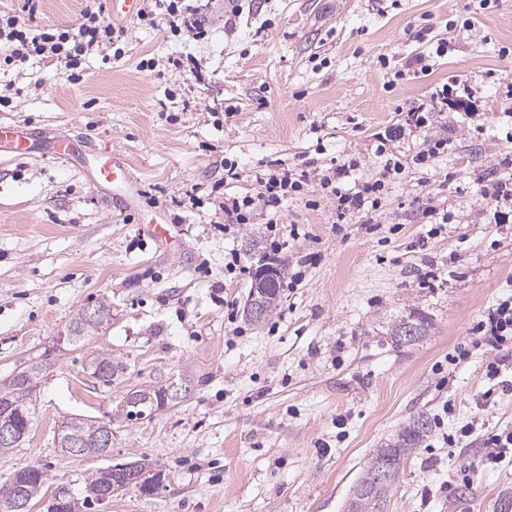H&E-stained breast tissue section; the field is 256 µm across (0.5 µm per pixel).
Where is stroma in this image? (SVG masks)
Listing matches in <instances>:
<instances>
[{"label": "stroma", "mask_w": 512, "mask_h": 512, "mask_svg": "<svg viewBox=\"0 0 512 512\" xmlns=\"http://www.w3.org/2000/svg\"><path fill=\"white\" fill-rule=\"evenodd\" d=\"M198 4L206 39L134 18L122 58L92 54L82 80L35 60L0 74L10 99L0 121L111 145L141 184L137 208L117 210L49 145L0 160V383L35 358L48 362L28 436L0 454V485L38 466L80 500L90 474L145 458L162 469L163 489L119 493L91 512H345L374 450L423 412L444 426L431 428L387 512H500L512 461L489 468L469 495L447 491L481 447L451 448L442 434L476 412L479 433L512 430V394L476 409L491 383L471 333L512 295V223L495 225L491 197L512 177V0H246L238 16L224 0ZM171 56L192 57L195 72L169 66ZM418 56L428 73L394 80V67ZM150 58L155 70H141ZM446 82L468 90L477 116L434 113L395 144L408 155L436 135L451 141L447 155L391 182L379 214L335 226L312 183L283 206L282 232L299 237L279 254L264 214L223 231L212 187L225 163L241 174L236 195L256 193L262 171L351 157L360 178L376 177L375 134ZM192 189L202 207H178ZM429 198L449 222L428 240ZM155 211L171 222L169 245L141 230ZM233 250L242 268L230 274ZM271 258L302 279L255 323L248 291ZM429 270L431 286L420 279ZM101 298L109 322L84 342L65 340L77 311ZM413 312L429 318L428 336L395 347L389 322ZM462 343L472 356L449 364ZM104 353L124 366L109 382L93 374ZM185 380L193 390L182 402L124 418L131 389ZM75 414L111 422L107 453L61 452L58 432Z\"/></svg>", "instance_id": "stroma-1"}]
</instances>
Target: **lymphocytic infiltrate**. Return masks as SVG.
<instances>
[{"label":"lymphocytic infiltrate","mask_w":512,"mask_h":512,"mask_svg":"<svg viewBox=\"0 0 512 512\" xmlns=\"http://www.w3.org/2000/svg\"><path fill=\"white\" fill-rule=\"evenodd\" d=\"M158 8L144 7L138 19L142 25L158 27L167 22L171 32H186L195 40L206 38L208 31L201 13L187 5L185 0H158ZM123 29L112 25L105 17L103 0H86L77 24L71 26H40L22 14L0 13V71L22 68L30 59L50 61L68 71L71 79L84 76L85 62L90 54L116 45L123 37ZM453 97L451 85L436 90L428 104L411 112L407 124H397L376 137V157L382 158L379 177L351 182L350 176L360 166L351 158L340 165L322 170L318 181L323 198L334 205L337 222L361 215L369 216L380 210L392 180L407 166H429L433 159L448 151L447 137H433L424 141L410 160L393 151L395 142L405 139L408 127L427 126L432 112L447 106ZM256 195L239 197L225 195L220 203L225 225L249 223L254 210L266 213L270 226H277L286 201L301 196L308 182L306 173L270 171L256 175ZM473 332L484 342L494 356L486 365V376L499 380L502 391H512V296L498 299L484 319L479 320ZM481 453L461 466L458 481L473 486L483 470L512 456V430L489 433L481 437Z\"/></svg>","instance_id":"lymphocytic-infiltrate-1"}]
</instances>
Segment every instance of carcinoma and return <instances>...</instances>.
I'll return each instance as SVG.
<instances>
[{
  "label": "carcinoma",
  "instance_id": "1",
  "mask_svg": "<svg viewBox=\"0 0 512 512\" xmlns=\"http://www.w3.org/2000/svg\"><path fill=\"white\" fill-rule=\"evenodd\" d=\"M281 280H271L262 289L258 298L262 302V314L255 322L259 323L275 311L280 302ZM101 316L94 322H84L81 316L71 321L75 325L76 333L73 340H81L95 335L99 328L108 321L110 306L104 301L98 302ZM41 370V365L35 364L19 372L10 381L0 384V404L10 408L22 409L26 416H31L29 396L32 388L27 385L26 377H35ZM148 399L145 409L156 411L165 408L171 403L177 404L179 400L164 395L163 387L150 384L141 385L137 389ZM71 428L68 431L73 439L85 445L87 455L102 454L103 448L95 447V438L99 431L112 428L111 423L97 421L91 417H75L70 419ZM430 432L429 421L424 414H417L408 424L403 426L396 439L376 450L365 468H363L354 491L347 504V512H385L387 502L393 489L411 460L420 448L421 443ZM27 476L25 494L29 501H41L48 491L51 476L40 467L30 466L23 468Z\"/></svg>",
  "mask_w": 512,
  "mask_h": 512
}]
</instances>
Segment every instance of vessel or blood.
<instances>
[{
	"label": "vessel or blood",
	"mask_w": 512,
	"mask_h": 512,
	"mask_svg": "<svg viewBox=\"0 0 512 512\" xmlns=\"http://www.w3.org/2000/svg\"><path fill=\"white\" fill-rule=\"evenodd\" d=\"M113 22L125 23L140 9V0H108ZM37 136L18 123L0 122V155L19 157L31 152ZM52 152L63 162H84L92 184L111 192L116 203L129 205L134 199L139 181L126 158L112 148L82 146L60 137L53 141Z\"/></svg>",
	"instance_id": "b4317fda"
}]
</instances>
